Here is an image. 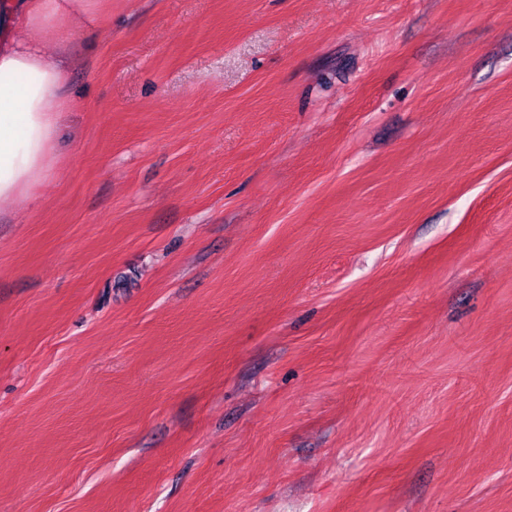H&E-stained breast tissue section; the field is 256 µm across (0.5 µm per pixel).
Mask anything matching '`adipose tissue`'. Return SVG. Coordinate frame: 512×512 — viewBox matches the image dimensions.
I'll use <instances>...</instances> for the list:
<instances>
[{
    "mask_svg": "<svg viewBox=\"0 0 512 512\" xmlns=\"http://www.w3.org/2000/svg\"><path fill=\"white\" fill-rule=\"evenodd\" d=\"M101 8L102 0H0V201L32 194L58 163L59 118L73 99L66 61L46 53L45 32L69 49Z\"/></svg>",
    "mask_w": 512,
    "mask_h": 512,
    "instance_id": "ef3b65f1",
    "label": "adipose tissue"
}]
</instances>
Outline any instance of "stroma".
<instances>
[{
  "label": "stroma",
  "mask_w": 512,
  "mask_h": 512,
  "mask_svg": "<svg viewBox=\"0 0 512 512\" xmlns=\"http://www.w3.org/2000/svg\"><path fill=\"white\" fill-rule=\"evenodd\" d=\"M0 206V512H512V0H107Z\"/></svg>",
  "instance_id": "35a3bbf8"
}]
</instances>
